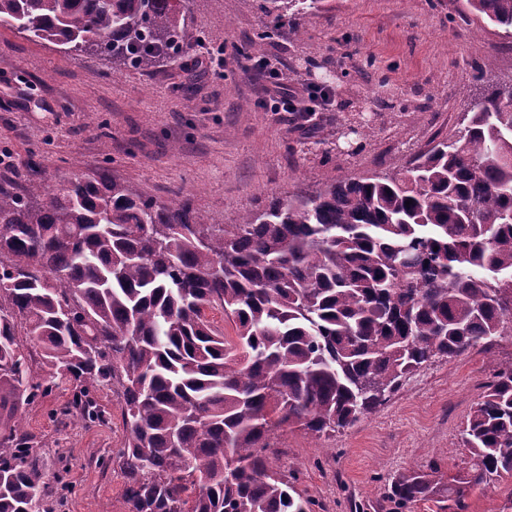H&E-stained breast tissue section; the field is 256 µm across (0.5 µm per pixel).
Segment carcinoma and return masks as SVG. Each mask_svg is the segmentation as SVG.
I'll use <instances>...</instances> for the list:
<instances>
[{
	"mask_svg": "<svg viewBox=\"0 0 512 512\" xmlns=\"http://www.w3.org/2000/svg\"><path fill=\"white\" fill-rule=\"evenodd\" d=\"M321 0H259L253 58ZM512 29V0H466ZM191 0H0V30L150 72L197 42ZM481 93L458 134L401 177L372 175L214 224L106 173L56 191L0 182V512H53L38 443L19 414L54 379L57 416L112 420L127 512H310L273 467L271 435L354 424L408 375L512 324V99ZM412 204L405 205V201ZM231 320L226 336L208 312ZM467 478L512 479V361L462 427ZM466 512L439 469H407L390 500L434 493Z\"/></svg>",
	"mask_w": 512,
	"mask_h": 512,
	"instance_id": "1",
	"label": "carcinoma"
}]
</instances>
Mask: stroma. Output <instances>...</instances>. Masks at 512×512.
Wrapping results in <instances>:
<instances>
[{"mask_svg":"<svg viewBox=\"0 0 512 512\" xmlns=\"http://www.w3.org/2000/svg\"><path fill=\"white\" fill-rule=\"evenodd\" d=\"M190 21L228 64L192 67L191 54L151 72L69 56L0 32V179L54 187L104 170L164 202L174 191L217 224H234L271 197L311 193L343 178L401 172L431 139L453 136L475 93L512 84V31L477 21L465 0H321L264 44L281 82L330 83V109L300 129L267 111L261 80L236 48L263 27L257 0H192ZM369 124L347 134L356 117ZM512 361V334L491 348L437 358L390 399L330 438L300 430L275 440L281 472L297 473L312 512H393L396 476L437 465L444 481L469 467L460 431L486 383ZM68 385L22 410L52 479L55 512H126L109 458L120 417L87 427L56 421Z\"/></svg>","mask_w":512,"mask_h":512,"instance_id":"stroma-1","label":"stroma"}]
</instances>
